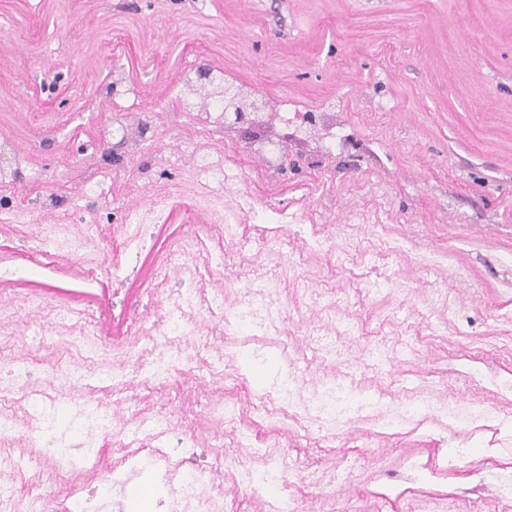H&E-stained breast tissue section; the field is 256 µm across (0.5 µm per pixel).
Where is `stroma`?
Here are the masks:
<instances>
[{
    "instance_id": "obj_1",
    "label": "stroma",
    "mask_w": 512,
    "mask_h": 512,
    "mask_svg": "<svg viewBox=\"0 0 512 512\" xmlns=\"http://www.w3.org/2000/svg\"><path fill=\"white\" fill-rule=\"evenodd\" d=\"M203 62L303 110L331 97L345 108L354 145L322 174L292 156L286 174L271 176L224 147L244 170L238 192L286 210L282 249L291 266L255 247L262 225L225 240L223 199L188 176L176 140L187 118L171 91L184 68ZM115 67L144 92L136 106L154 116V148L175 154L148 185L132 159L77 162L82 151L108 148L102 131ZM1 136L30 169L0 186V197L21 205L0 222V368L23 366L29 391L41 395L64 389L62 424L74 418V399L111 403L121 425L166 420L162 437L143 442L157 449L159 468L198 469L220 484L227 474L217 456L267 466L298 512H448L465 501L512 512L475 479L486 463L512 469V454L494 446L512 437V268L504 264L512 256V0H0ZM90 185L111 205L88 194ZM42 194L56 207L24 210ZM131 197L159 206L144 223L125 224L120 208ZM49 234L62 247L45 259L36 248ZM317 236L330 251L312 249ZM396 238L407 240V252L376 268L366 261ZM219 249L229 276L198 279L207 252ZM274 269L288 334L268 345L263 367L246 359L244 335L204 316L190 343L167 342L188 361L167 383L132 374L115 394L91 380L64 386L53 374L80 362L77 338L96 365L128 364L184 288H220ZM380 273L391 275L390 292L370 290ZM315 287L337 301L321 324L347 347L358 397L402 399L416 387L455 405L473 397L499 414L485 437L470 438L463 421L384 436L371 422L343 419L335 439L320 444L322 428L307 411L295 423L259 418L254 407L281 357L310 382L335 378L342 366L304 337L313 318L305 294ZM440 320L445 333L432 335ZM84 321L94 335L76 330ZM218 346L226 361L216 376L202 364ZM228 401L239 411L232 426L222 414ZM1 409L17 428L0 440V455L22 457L23 467L0 469V483L19 499L40 495L43 512H61L71 486L90 492L101 472L124 464L121 448L100 439L96 468L70 475L34 435L26 402L7 390ZM244 430L260 452L241 446ZM462 441L469 457L451 459ZM297 459L336 473L335 485L306 487L291 468Z\"/></svg>"
}]
</instances>
